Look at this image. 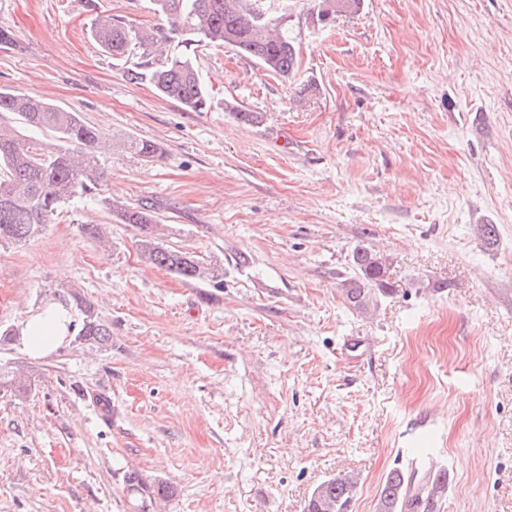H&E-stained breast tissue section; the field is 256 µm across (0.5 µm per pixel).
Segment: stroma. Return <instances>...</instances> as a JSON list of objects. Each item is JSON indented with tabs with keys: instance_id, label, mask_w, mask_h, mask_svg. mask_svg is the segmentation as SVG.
I'll list each match as a JSON object with an SVG mask.
<instances>
[{
	"instance_id": "obj_1",
	"label": "stroma",
	"mask_w": 512,
	"mask_h": 512,
	"mask_svg": "<svg viewBox=\"0 0 512 512\" xmlns=\"http://www.w3.org/2000/svg\"><path fill=\"white\" fill-rule=\"evenodd\" d=\"M268 6L288 18L295 78L202 46L211 106L188 112L134 79L140 51L93 36L105 16L165 27L153 0H0L15 40L0 89L78 110L108 141L100 195L0 244V330L63 285L112 329L105 350L44 359L0 341V363L37 383L0 395V512H304L345 474L349 512H377L421 427L449 477L435 512H512V0H363L325 26L310 0ZM104 195L151 208L164 243L223 284L146 264ZM359 244L392 261L395 292L367 315L342 295ZM130 472L172 497L130 489ZM123 145L125 149L142 161L154 162L160 156V147L150 140L130 137L124 141Z\"/></svg>"
}]
</instances>
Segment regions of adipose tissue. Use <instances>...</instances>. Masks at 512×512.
<instances>
[{
	"instance_id": "1",
	"label": "adipose tissue",
	"mask_w": 512,
	"mask_h": 512,
	"mask_svg": "<svg viewBox=\"0 0 512 512\" xmlns=\"http://www.w3.org/2000/svg\"><path fill=\"white\" fill-rule=\"evenodd\" d=\"M73 322L71 311L64 305L45 304L22 322L20 343L31 357L51 356L69 342Z\"/></svg>"
}]
</instances>
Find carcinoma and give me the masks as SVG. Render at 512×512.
Here are the masks:
<instances>
[{
    "label": "carcinoma",
    "instance_id": "carcinoma-1",
    "mask_svg": "<svg viewBox=\"0 0 512 512\" xmlns=\"http://www.w3.org/2000/svg\"><path fill=\"white\" fill-rule=\"evenodd\" d=\"M264 0H154L163 14L167 31L136 30L120 18L97 20L94 38L114 56L139 48L149 58L145 76L157 94L177 101L185 110L203 112L208 108L207 90L192 58L187 54L168 56L164 46L178 38L185 46H230L253 59L267 73L288 81L298 69V55L280 19L269 16ZM362 0H313L316 20L326 23L352 14ZM225 107L236 118L258 126L263 116L231 103ZM13 115L15 123L0 121V242H25L40 235L58 208L71 199L98 190L104 172L97 155L103 132L75 110H67L33 96L0 90V113ZM37 129L53 135L55 143L36 148L23 139L18 127ZM124 147L141 160L153 162L160 156L157 143L128 138ZM102 204L119 223L129 224L138 236L141 257L149 264L185 279L223 281L222 273L208 268L194 256L160 242L157 220L145 207H133L103 198ZM354 277L346 280L343 296L356 311L364 313L377 297L391 295L388 282L389 257L366 245L351 254ZM70 300L82 311L77 340L99 349L112 344V331L93 306L70 290ZM32 388V380L20 366L0 364V391L21 397ZM357 482L344 475L329 478L314 488L307 512H348ZM414 474L393 470L379 491V512H434L438 494L445 483L431 484L427 493H411Z\"/></svg>",
    "mask_w": 512,
    "mask_h": 512
}]
</instances>
